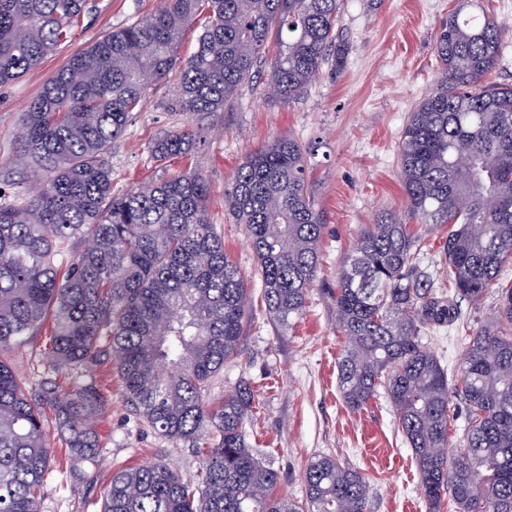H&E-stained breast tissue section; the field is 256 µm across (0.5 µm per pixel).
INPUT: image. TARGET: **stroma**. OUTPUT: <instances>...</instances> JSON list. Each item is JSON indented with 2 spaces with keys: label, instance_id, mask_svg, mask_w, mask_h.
Instances as JSON below:
<instances>
[{
  "label": "stroma",
  "instance_id": "35a3bbf8",
  "mask_svg": "<svg viewBox=\"0 0 512 512\" xmlns=\"http://www.w3.org/2000/svg\"><path fill=\"white\" fill-rule=\"evenodd\" d=\"M500 26L504 54L489 75L512 84V0H474ZM458 0H347L338 27L344 50L328 63L302 97L272 99L264 81L249 83L224 111L187 117L171 109L174 81L149 89L140 111L113 141L112 187L119 192L183 172L201 173L210 187L209 215L224 247L250 281L252 306L244 320L240 353L213 381L212 402L239 384L250 386L256 413L246 424L258 457L281 476L277 494L302 499L310 458L330 453L356 468L370 483L369 512H428L411 450L385 394L360 411L343 403L337 362L343 338L336 329L332 293L362 225L382 210L405 213L397 156L404 123L415 105L435 89L439 63L434 37ZM162 0H88L70 39L14 84L0 88V188L17 204L28 202L35 179L15 152L28 104L67 63L103 34L157 12ZM195 131L186 156L158 167L151 146L162 134L185 126ZM293 136L310 150V182L326 226L321 265L303 315L291 327L272 323L255 278L256 258L243 225L224 209V191L246 154L277 135ZM47 330H39L12 354L14 367L39 384L55 378L60 387L100 385L108 405L98 421L102 452L88 466L90 488L75 486L64 441L48 431L55 469L44 488L43 512H100L115 471L162 460L184 479L197 473L201 456L191 444L154 432L122 397L112 361L79 373L53 371L44 357Z\"/></svg>",
  "mask_w": 512,
  "mask_h": 512
}]
</instances>
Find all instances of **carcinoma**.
<instances>
[{
  "instance_id": "obj_1",
  "label": "carcinoma",
  "mask_w": 512,
  "mask_h": 512,
  "mask_svg": "<svg viewBox=\"0 0 512 512\" xmlns=\"http://www.w3.org/2000/svg\"><path fill=\"white\" fill-rule=\"evenodd\" d=\"M87 0H0V88L68 41ZM346 0H165L145 20L112 30L33 99L18 153L42 176L25 205L0 200V512H42L52 472L44 408L54 415L84 478L101 446L107 400L93 384L33 387L9 353L52 321L48 354L79 372L115 360L125 399L153 431L199 449L197 481L149 462L112 474L102 512H368L371 485L320 453L307 465L303 500L277 496L280 477L246 434L252 390L209 403L211 384L238 355L252 296L208 217L205 178L186 173L125 194L112 190L107 154L147 89L178 74L171 109L224 111L252 82L274 44L267 82L299 98L328 63ZM462 3L434 39L437 87L409 113L398 153L407 216L448 225L439 267L418 264L424 237L392 212L365 225L334 294L344 336L341 397L352 411L379 392L412 450L428 512L449 495L457 512H512V85L486 82L502 54L498 23ZM208 17L195 52L183 31ZM193 130L158 139L155 162L193 150ZM309 150L281 135L237 167L224 206L244 225L262 299L291 326L319 270L324 219L309 188ZM495 289L493 316L468 337L456 377L423 336L458 323L461 305ZM462 440L448 449L453 402Z\"/></svg>"
}]
</instances>
